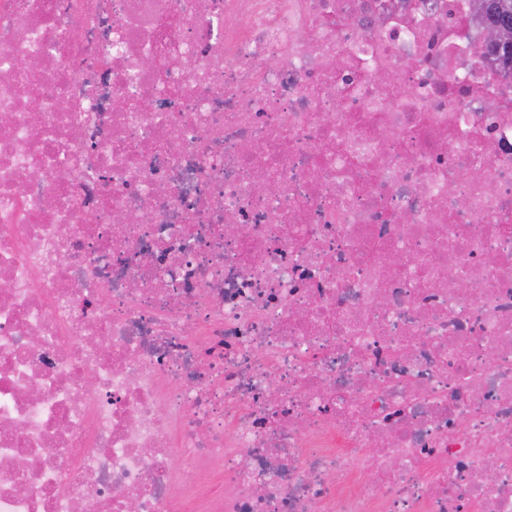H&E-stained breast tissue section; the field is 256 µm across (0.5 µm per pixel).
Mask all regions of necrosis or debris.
I'll use <instances>...</instances> for the list:
<instances>
[{"label": "necrosis or debris", "instance_id": "1", "mask_svg": "<svg viewBox=\"0 0 512 512\" xmlns=\"http://www.w3.org/2000/svg\"><path fill=\"white\" fill-rule=\"evenodd\" d=\"M484 29L0 0V512H512Z\"/></svg>", "mask_w": 512, "mask_h": 512}]
</instances>
